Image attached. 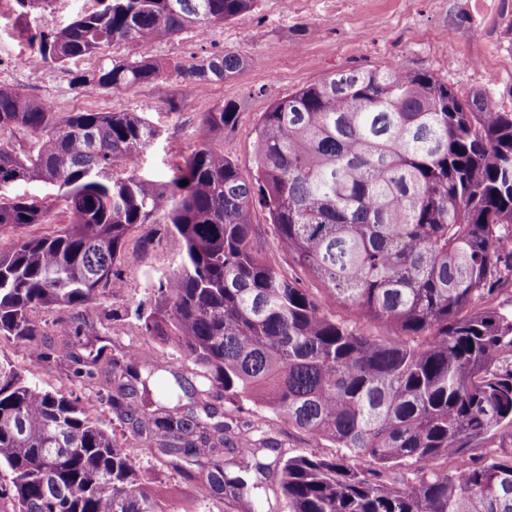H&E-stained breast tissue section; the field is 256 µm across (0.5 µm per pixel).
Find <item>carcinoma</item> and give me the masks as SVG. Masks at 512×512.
<instances>
[{"mask_svg":"<svg viewBox=\"0 0 512 512\" xmlns=\"http://www.w3.org/2000/svg\"><path fill=\"white\" fill-rule=\"evenodd\" d=\"M27 17L52 0H14ZM259 0H95L61 29H25L36 60L64 66L116 43L147 48L253 11ZM247 60L213 54L173 69L223 80ZM164 66L149 55L112 61L89 80L135 88ZM231 104L203 113L222 132ZM31 135L20 154L4 133ZM253 140L245 176L224 150L202 145L158 183L140 174L161 131L136 112L60 115L17 86H0V231L46 224L48 201L5 191L27 180L58 187L69 222L53 235L17 237L0 251V337L35 349L44 369L109 386L99 400L140 437L116 430L81 398L29 384L0 359V500L13 512H168L142 478L154 459L229 510L266 485L284 512H512V112L484 91L462 98L429 71L343 70L274 100ZM187 185L182 186L180 182ZM262 208L289 273L252 224ZM161 224L179 265L134 316L144 336H166L203 371L180 372L135 352L85 356L80 319L123 288L132 231ZM317 284L305 285V280ZM72 337L59 355L36 313ZM205 395L203 414L181 394ZM254 400L288 425L330 442L332 456L285 457L263 415L239 429L212 400ZM469 448H484L479 463ZM262 451L276 453L269 464ZM236 470L230 471L228 467Z\"/></svg>","mask_w":512,"mask_h":512,"instance_id":"obj_1","label":"carcinoma"}]
</instances>
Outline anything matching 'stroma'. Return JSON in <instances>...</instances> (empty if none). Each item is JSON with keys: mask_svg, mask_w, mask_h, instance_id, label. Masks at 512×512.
<instances>
[{"mask_svg": "<svg viewBox=\"0 0 512 512\" xmlns=\"http://www.w3.org/2000/svg\"><path fill=\"white\" fill-rule=\"evenodd\" d=\"M331 2L293 0L291 9L283 11L277 0H260L255 12L210 26L207 38H198L196 31L189 30L157 40L146 52L169 68L158 80L133 89H105L93 81L75 85V75L98 68L101 59L94 56L64 67L51 63L29 71L12 67V58L23 55L28 46L18 35L14 11L9 10L0 14V84L22 87L56 112L146 116L159 127L161 136L144 155L141 171L162 182L171 178V162L203 144L224 149L242 173H249L254 163V127L272 100L340 70L393 64L427 70L460 95L483 90L495 106L512 111V0H500L490 9L484 8L483 0H348L340 11L333 10ZM452 29L458 33L453 41L448 38ZM224 50L249 60L241 72L224 80L196 84L171 68L172 63L189 65ZM473 55L483 61L482 69L459 66L460 58ZM224 103L235 104L237 123L221 132L207 131L201 122L203 113ZM12 192L53 200L50 222L27 227V234L48 235L67 223V211L55 187L28 182L16 185ZM127 248L138 252L140 259L135 266L121 267L123 291L105 294L83 313L98 332L88 348L116 355L142 341L159 365L180 368L170 341L141 338L135 319L112 323L103 315L110 308L134 310L147 300L152 284L180 260L177 247L156 224L136 228ZM30 354L27 346L0 342V358L11 361L33 384L75 392L91 408L93 417L111 423V413L99 408L97 390L75 384L67 372L40 371L30 365ZM143 473L163 494L171 512H224L220 500H197L193 483L152 462H144Z\"/></svg>", "mask_w": 512, "mask_h": 512, "instance_id": "obj_1", "label": "stroma"}]
</instances>
